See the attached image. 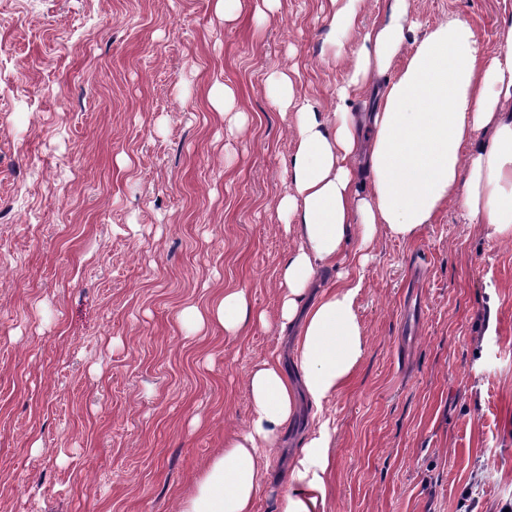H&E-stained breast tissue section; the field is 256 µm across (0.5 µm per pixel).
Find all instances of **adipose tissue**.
<instances>
[{
  "instance_id": "obj_1",
  "label": "adipose tissue",
  "mask_w": 512,
  "mask_h": 512,
  "mask_svg": "<svg viewBox=\"0 0 512 512\" xmlns=\"http://www.w3.org/2000/svg\"><path fill=\"white\" fill-rule=\"evenodd\" d=\"M329 3L331 31L360 37L345 61L334 112H319L298 95L286 70L273 69L266 80L272 102L296 114L291 190L277 210L299 244L277 269L278 311L269 315L236 288L179 314L193 331L216 325L234 338L277 322L294 336L299 380L290 381L277 351L250 370L251 419L225 438L179 512H254L301 396L314 406L316 422L295 452L283 512H324L333 443L324 405L346 389L365 357L356 301L379 230L413 238L441 208L457 203L489 241L512 242V112L504 106L512 99V28L490 55L458 17L417 35L411 0H387L367 28L360 25L364 0ZM365 99L374 108L357 116L352 107ZM322 268L335 269L333 283H317Z\"/></svg>"
}]
</instances>
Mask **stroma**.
<instances>
[{"label":"stroma","mask_w":512,"mask_h":512,"mask_svg":"<svg viewBox=\"0 0 512 512\" xmlns=\"http://www.w3.org/2000/svg\"><path fill=\"white\" fill-rule=\"evenodd\" d=\"M0 0V512H177L229 431L277 326L247 338L178 315L225 289L276 313L296 240L293 111L273 68L331 111L345 77L326 0ZM422 31L466 19L487 52L512 0H413ZM247 115L214 112V82ZM357 312L367 351L325 406V512H498L512 499V244L460 205L403 241L379 233ZM288 448L270 466L290 474ZM255 512H281L284 484Z\"/></svg>","instance_id":"obj_1"}]
</instances>
